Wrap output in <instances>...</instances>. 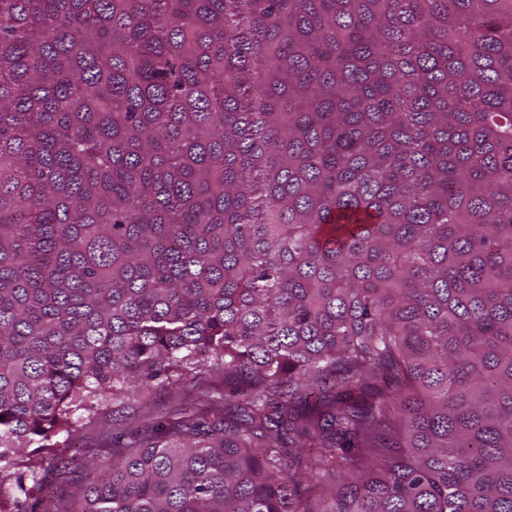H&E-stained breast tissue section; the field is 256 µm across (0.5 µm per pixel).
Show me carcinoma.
<instances>
[{"mask_svg":"<svg viewBox=\"0 0 512 512\" xmlns=\"http://www.w3.org/2000/svg\"><path fill=\"white\" fill-rule=\"evenodd\" d=\"M0 512H512V0H0ZM199 392V389L190 392L189 397L171 395L158 389L145 390L131 398L106 401H99L97 412L94 416L88 417L83 414L79 425L86 436H94L102 430L120 429L125 427L131 420L143 421L149 415L155 413L174 414L181 410Z\"/></svg>","mask_w":512,"mask_h":512,"instance_id":"1","label":"carcinoma"}]
</instances>
